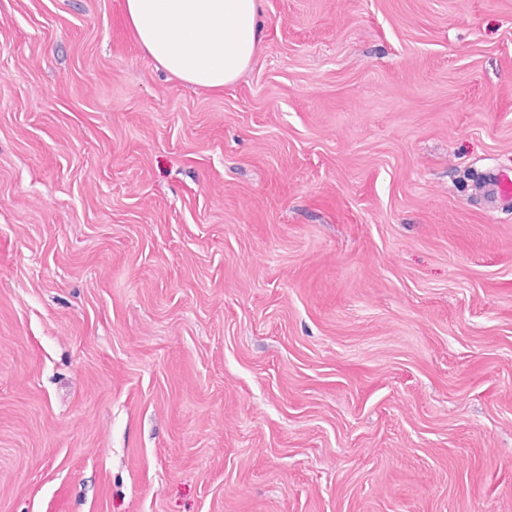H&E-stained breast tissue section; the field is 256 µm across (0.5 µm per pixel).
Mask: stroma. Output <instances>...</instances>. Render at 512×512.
<instances>
[{
  "label": "stroma",
  "instance_id": "obj_1",
  "mask_svg": "<svg viewBox=\"0 0 512 512\" xmlns=\"http://www.w3.org/2000/svg\"><path fill=\"white\" fill-rule=\"evenodd\" d=\"M259 7L0 0V512H512V0ZM125 13L158 65L193 86L234 82L259 48L257 0H125Z\"/></svg>",
  "mask_w": 512,
  "mask_h": 512
}]
</instances>
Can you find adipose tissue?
I'll use <instances>...</instances> for the list:
<instances>
[{
	"label": "adipose tissue",
	"instance_id": "1",
	"mask_svg": "<svg viewBox=\"0 0 512 512\" xmlns=\"http://www.w3.org/2000/svg\"><path fill=\"white\" fill-rule=\"evenodd\" d=\"M125 13L158 65L193 86L234 82L259 48L257 0H125Z\"/></svg>",
	"mask_w": 512,
	"mask_h": 512
}]
</instances>
